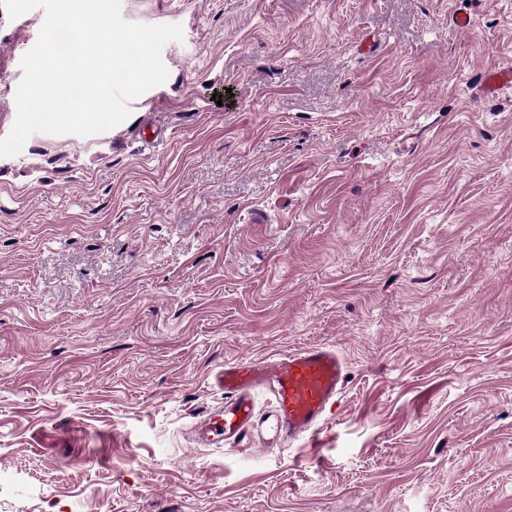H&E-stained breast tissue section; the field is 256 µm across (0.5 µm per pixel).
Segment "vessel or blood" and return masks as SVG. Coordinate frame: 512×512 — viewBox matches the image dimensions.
I'll list each match as a JSON object with an SVG mask.
<instances>
[{
    "label": "vessel or blood",
    "mask_w": 512,
    "mask_h": 512,
    "mask_svg": "<svg viewBox=\"0 0 512 512\" xmlns=\"http://www.w3.org/2000/svg\"><path fill=\"white\" fill-rule=\"evenodd\" d=\"M479 92L491 97L511 94L512 64L488 70ZM344 380L345 362L327 344L224 362L210 372V385L224 400L203 411L193 437L205 448L240 447L255 433L268 447H284L300 438L317 442ZM260 391L271 397V408L263 415L254 402Z\"/></svg>",
    "instance_id": "b4317fda"
}]
</instances>
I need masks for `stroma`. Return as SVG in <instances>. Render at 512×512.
Wrapping results in <instances>:
<instances>
[{
	"mask_svg": "<svg viewBox=\"0 0 512 512\" xmlns=\"http://www.w3.org/2000/svg\"><path fill=\"white\" fill-rule=\"evenodd\" d=\"M121 15L182 26L166 82L0 157V512H512V0ZM43 21L0 8V138ZM313 343L319 447L192 443L213 368ZM479 93L483 96H499L512 93V64L507 63L488 70L481 82Z\"/></svg>",
	"mask_w": 512,
	"mask_h": 512,
	"instance_id": "stroma-1",
	"label": "stroma"
}]
</instances>
